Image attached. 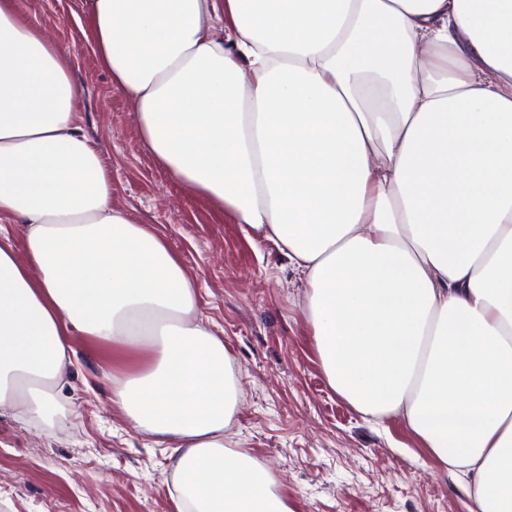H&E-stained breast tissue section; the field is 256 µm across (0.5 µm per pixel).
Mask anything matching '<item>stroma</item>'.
Here are the masks:
<instances>
[{
  "label": "stroma",
  "mask_w": 512,
  "mask_h": 512,
  "mask_svg": "<svg viewBox=\"0 0 512 512\" xmlns=\"http://www.w3.org/2000/svg\"><path fill=\"white\" fill-rule=\"evenodd\" d=\"M24 3L73 49L79 118L112 173L113 205L165 237L222 328L239 370L235 429L294 512H468L463 483L402 420L376 426L329 387L297 307L304 282L274 244L248 238L155 162L129 99L83 41L80 0ZM74 349L52 422L0 416V512H175L168 449L113 410L98 350L79 336Z\"/></svg>",
  "instance_id": "obj_1"
}]
</instances>
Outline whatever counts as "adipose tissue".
Listing matches in <instances>:
<instances>
[{
  "label": "adipose tissue",
  "instance_id": "1",
  "mask_svg": "<svg viewBox=\"0 0 512 512\" xmlns=\"http://www.w3.org/2000/svg\"><path fill=\"white\" fill-rule=\"evenodd\" d=\"M186 193L273 242L333 391L512 512V0H81ZM72 50L0 0V416L48 420L83 336L169 448L176 512H293L231 435L236 362L112 204Z\"/></svg>",
  "mask_w": 512,
  "mask_h": 512
}]
</instances>
